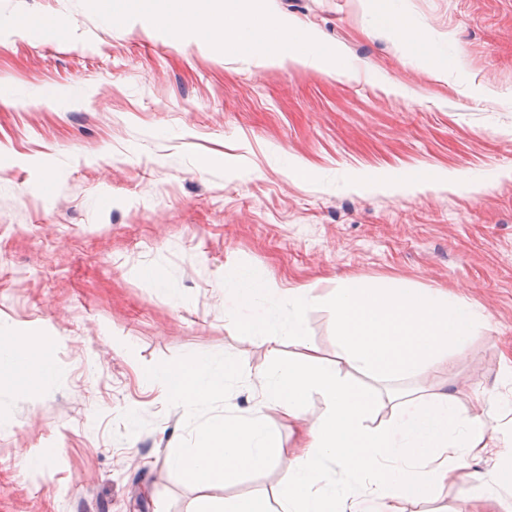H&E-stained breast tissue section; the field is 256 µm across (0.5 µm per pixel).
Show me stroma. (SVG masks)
<instances>
[{
	"label": "stroma",
	"mask_w": 512,
	"mask_h": 512,
	"mask_svg": "<svg viewBox=\"0 0 512 512\" xmlns=\"http://www.w3.org/2000/svg\"><path fill=\"white\" fill-rule=\"evenodd\" d=\"M339 51V70L257 65L104 0H0V323L51 342L56 374L0 395V512H191L201 492L167 456L196 427L248 416L257 376L295 359L247 335L239 273L311 289L305 344L336 357L346 279L442 290L478 315L462 352L399 389L449 387L504 431L512 401V0H271ZM393 10L442 62L379 28ZM39 14L64 35L31 39ZM52 89L71 101L47 98ZM443 179L404 184L418 168ZM484 183L452 182L457 172ZM206 357L239 374L187 412L148 372ZM60 448L44 475L19 460ZM284 470L228 486L278 508ZM141 489L142 501L132 497ZM450 481L407 512H480Z\"/></svg>",
	"instance_id": "stroma-1"
}]
</instances>
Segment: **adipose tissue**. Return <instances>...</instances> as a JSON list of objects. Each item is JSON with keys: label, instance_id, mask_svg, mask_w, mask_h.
I'll list each match as a JSON object with an SVG mask.
<instances>
[{"label": "adipose tissue", "instance_id": "ef3b65f1", "mask_svg": "<svg viewBox=\"0 0 512 512\" xmlns=\"http://www.w3.org/2000/svg\"><path fill=\"white\" fill-rule=\"evenodd\" d=\"M155 0H121L120 19H142L158 29L189 35L206 34L225 51L270 63L287 62L329 67L319 34L300 32L294 19L272 13L269 0H235L211 17L196 0H173L164 10ZM286 320L281 332L268 321L245 323L248 334L269 346L289 341L304 346L303 315L314 298L306 288L278 291ZM336 345L332 362L315 353L301 362L278 367L259 381L258 399L249 416L215 417L196 431L187 451L169 454L168 465L188 481L206 489L193 512H271L266 498L227 500L222 490L243 472L277 460V435L266 411L279 409L283 418L303 428L305 443L289 461L279 493L281 512H405L448 476L475 480L470 459L501 455L497 439L478 417L461 419L452 392L396 395L394 418L371 427L374 394L349 381L354 369L381 380H399L435 365L449 351L462 349L476 317L474 306L442 291L415 292L345 281L332 298ZM52 349L31 339L0 331V386L22 392L39 391L52 378ZM231 360L216 364L197 358L188 364L149 374L173 404L190 411L222 394L225 382L238 375ZM319 394L323 415L305 417L306 400ZM333 462L353 475L360 490L338 496L325 467Z\"/></svg>", "mask_w": 512, "mask_h": 512}]
</instances>
